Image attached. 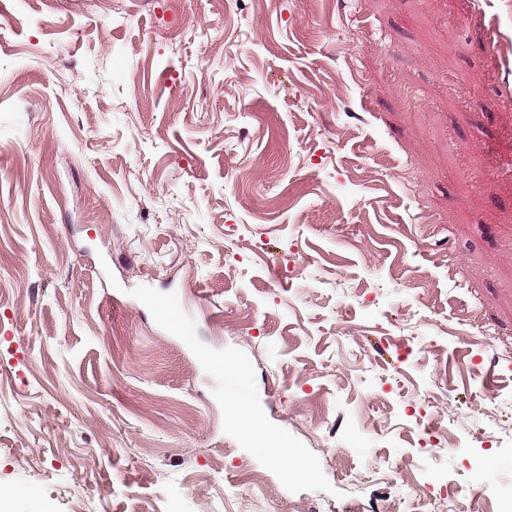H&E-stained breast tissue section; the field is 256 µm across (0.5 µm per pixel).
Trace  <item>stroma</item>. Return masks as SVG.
Returning <instances> with one entry per match:
<instances>
[{
  "mask_svg": "<svg viewBox=\"0 0 512 512\" xmlns=\"http://www.w3.org/2000/svg\"><path fill=\"white\" fill-rule=\"evenodd\" d=\"M482 8L512 41V0H0V494L498 512L512 66ZM199 350L310 477L244 445ZM157 307L165 322L180 330L183 335H191V328L195 320L192 312L178 294L173 293L168 298L159 301Z\"/></svg>",
  "mask_w": 512,
  "mask_h": 512,
  "instance_id": "stroma-1",
  "label": "stroma"
}]
</instances>
